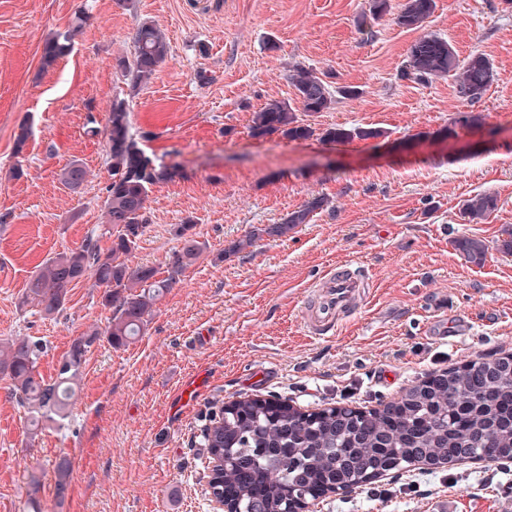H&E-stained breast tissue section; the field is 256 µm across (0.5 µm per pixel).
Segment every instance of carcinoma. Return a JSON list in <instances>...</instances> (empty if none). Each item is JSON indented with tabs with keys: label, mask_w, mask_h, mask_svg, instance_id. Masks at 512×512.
<instances>
[{
	"label": "carcinoma",
	"mask_w": 512,
	"mask_h": 512,
	"mask_svg": "<svg viewBox=\"0 0 512 512\" xmlns=\"http://www.w3.org/2000/svg\"><path fill=\"white\" fill-rule=\"evenodd\" d=\"M436 0H404L394 22L416 29L431 17ZM390 0H372L370 15L358 21L361 31L390 12ZM80 13L64 31L49 36L42 51V67L54 66L72 49L76 34L87 24ZM132 63L118 61L136 85L148 84L169 53V45L152 23L140 24L133 37ZM456 76V92L465 104L478 102L495 80L493 63L482 54H472L460 63L448 39L430 33L410 48L402 76L429 83ZM289 81L294 99L273 100L253 113L251 136L257 139L280 133L291 139H306L310 126L299 123L298 113L325 112L335 95L357 98L355 86L336 89L316 70L298 66ZM104 134L112 178L106 186V223L117 228L111 244L103 249L89 239L75 249L45 260L30 276L22 303L32 304L47 318L62 313L68 293L76 284L91 279L101 290V304L112 310L104 329L86 331L71 341L69 350L46 379L38 364L47 353L40 339L0 340V375L9 380V394L27 416V433L34 440L45 426L69 422L75 386L83 374L86 353L98 341L120 349L144 335L158 300L180 281L206 250L192 232L194 224L180 225L181 248L165 272L151 265L132 267L128 257L144 232L146 206L151 188L179 176L173 166L156 162L131 133L128 100L115 97L106 114ZM374 130L329 128L322 139L341 143L354 138H376ZM84 166L74 161L61 169L60 180L77 187L86 180ZM326 199L317 197L289 213L281 223L256 227L215 256L242 253L264 238H286L300 224H307L323 210ZM498 200L479 193L465 200V217L480 223L497 209ZM456 248L465 259L480 266L488 246L477 238L461 237ZM203 442L215 472L209 482L237 501L242 512H283L292 490L303 487L320 492L361 486L369 477L406 468L413 463L436 466L464 457L488 460L512 458V362L496 366L466 361L412 387L379 410L347 407L303 411L278 398H247L211 417ZM58 504H63L73 472V461L61 456L52 464ZM27 508L41 512V475L28 474Z\"/></svg>",
	"instance_id": "cac0c4a2"
}]
</instances>
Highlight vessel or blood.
I'll use <instances>...</instances> for the list:
<instances>
[{
    "label": "vessel or blood",
    "instance_id": "1",
    "mask_svg": "<svg viewBox=\"0 0 512 512\" xmlns=\"http://www.w3.org/2000/svg\"><path fill=\"white\" fill-rule=\"evenodd\" d=\"M365 278L338 268L329 270L318 284L320 300L307 309L304 317L310 333L323 336L331 332L339 314L354 307L366 293Z\"/></svg>",
    "mask_w": 512,
    "mask_h": 512
}]
</instances>
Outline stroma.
<instances>
[{
  "label": "stroma",
  "instance_id": "1",
  "mask_svg": "<svg viewBox=\"0 0 512 512\" xmlns=\"http://www.w3.org/2000/svg\"><path fill=\"white\" fill-rule=\"evenodd\" d=\"M370 3L0 0V340H46L39 371L49 377L75 336L106 325L110 311L90 281L70 290L53 319L22 294L47 257L91 237L110 244L100 129L114 97L129 101L147 153L180 170L153 186L132 265L165 267L188 220L207 245L144 336L121 349L92 346L68 426L28 441L24 412L0 378V512H27L35 466L44 470L42 512H211L202 431L234 400L274 395L304 410H369L461 361L512 354V254L497 248L512 225V7L436 0L421 28L387 17L365 33L357 20ZM81 11L90 20L72 52L43 69L45 39ZM144 22L165 33L170 51L151 82L136 86L117 60L133 57ZM429 33L448 38L460 58L480 52L493 62L496 78L481 100L462 104L450 76L400 79L411 45ZM297 65L361 95L305 115L308 139L252 138L255 111L293 98ZM200 71L208 83L198 82ZM465 110L476 126L457 124ZM24 126L30 136L18 156ZM337 126L379 135L323 141ZM451 126L454 136L438 138ZM73 160L88 171L75 190L59 179ZM484 192L497 209L468 222L463 201ZM317 196L327 206L288 238L215 262L231 241ZM464 236L487 244L483 265L457 250ZM339 264L365 275L366 294L333 334L312 335L304 306ZM199 370L203 391L177 409L180 385ZM64 455L74 469L60 503L52 463ZM314 512H512V468L415 469L396 483L326 495Z\"/></svg>",
  "mask_w": 512,
  "mask_h": 512
}]
</instances>
